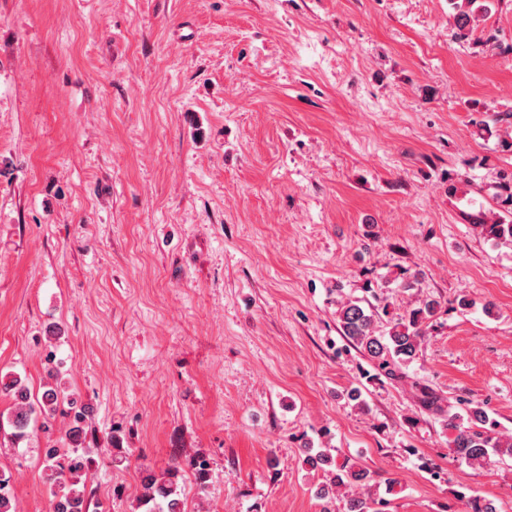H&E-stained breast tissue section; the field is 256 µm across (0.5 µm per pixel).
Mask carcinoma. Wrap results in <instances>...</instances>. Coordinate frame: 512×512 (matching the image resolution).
<instances>
[{"label": "carcinoma", "mask_w": 512, "mask_h": 512, "mask_svg": "<svg viewBox=\"0 0 512 512\" xmlns=\"http://www.w3.org/2000/svg\"><path fill=\"white\" fill-rule=\"evenodd\" d=\"M455 10L457 29L463 34L471 31V23L478 15L487 12L485 0H448ZM471 223L480 228L489 239L500 243H512V222H489L481 215L470 216ZM390 304L375 305L364 298L349 299L336 311L342 335L367 359L376 376L390 380L404 377L407 368L419 356L426 329L432 325L441 309L440 301L425 298L403 314L389 311ZM13 399V411L9 423L14 434L21 437L31 425L49 426L59 404V392L46 388L40 396H32L28 387L18 377L0 384ZM83 415H71L70 428L65 436L70 448L64 462L57 461L60 449L46 451L51 493L55 499L54 512H86L85 487L81 486L86 461L80 454ZM450 438L448 447L465 460L487 465L491 457L512 458V436L504 439L498 432L499 423L480 404H469L463 412L452 413L442 420ZM304 463L319 468L324 473V484L319 498L331 500L336 490L343 486L364 487L370 481V471L348 459L338 462L325 448L306 450ZM139 505L146 512H184V502L178 491V470L168 468L162 473L146 465L140 469ZM465 512H497L496 505L477 496L462 497ZM383 499L351 496L344 499L342 512H377L376 506Z\"/></svg>", "instance_id": "carcinoma-1"}]
</instances>
